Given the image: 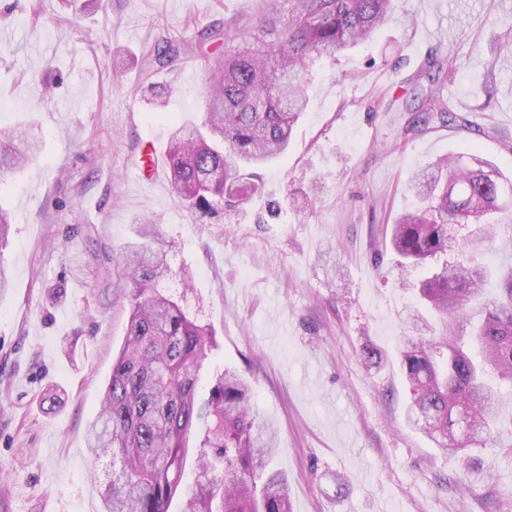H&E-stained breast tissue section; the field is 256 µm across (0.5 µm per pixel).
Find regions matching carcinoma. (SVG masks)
Listing matches in <instances>:
<instances>
[{
	"label": "carcinoma",
	"instance_id": "obj_1",
	"mask_svg": "<svg viewBox=\"0 0 512 512\" xmlns=\"http://www.w3.org/2000/svg\"><path fill=\"white\" fill-rule=\"evenodd\" d=\"M393 10L394 0H256L252 13L224 23V51L211 47L218 32L201 33L192 52L209 69L207 112L172 132L176 201L204 213L244 206L255 186L240 165L260 167L288 149L314 66L367 40ZM178 52L171 42L150 46L145 59L161 64ZM417 111L407 134L431 122L469 123L432 90ZM39 143L29 125L0 128V172L25 165ZM411 190L421 206L391 227L398 267L447 259L419 287L435 322L422 319L425 334L402 339L407 420L457 452L494 437L501 387L512 385V267L494 276L478 262L512 223V177L451 155L416 172ZM167 257L162 242L127 255V337L87 429L91 455L112 458L103 512H169L193 436L195 477L181 512H291L288 483L269 468L276 432L254 412L248 381L226 371L207 398L198 395L212 342L182 299L159 287ZM461 320L470 333L458 331Z\"/></svg>",
	"mask_w": 512,
	"mask_h": 512
}]
</instances>
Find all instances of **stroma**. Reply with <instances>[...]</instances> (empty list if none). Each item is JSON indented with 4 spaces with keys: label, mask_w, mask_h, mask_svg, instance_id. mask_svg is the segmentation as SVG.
<instances>
[{
    "label": "stroma",
    "mask_w": 512,
    "mask_h": 512,
    "mask_svg": "<svg viewBox=\"0 0 512 512\" xmlns=\"http://www.w3.org/2000/svg\"><path fill=\"white\" fill-rule=\"evenodd\" d=\"M0 0V124H35L41 154L0 175L14 216L0 263V512H101L96 417L130 313L128 246L169 242L163 287L212 333L200 396L229 370L278 431L271 467L293 512H512V456L496 441L446 453L406 421L399 342L422 311V268L396 272L390 227L418 202L411 174L468 153L512 174V0H396L372 38L322 64L287 152L241 209L192 212L168 178L138 181L141 144L168 148L205 112L203 61L144 68L147 46L190 44L251 0ZM471 124L404 135L411 77ZM383 355L366 367L364 345Z\"/></svg>",
    "instance_id": "1"
}]
</instances>
